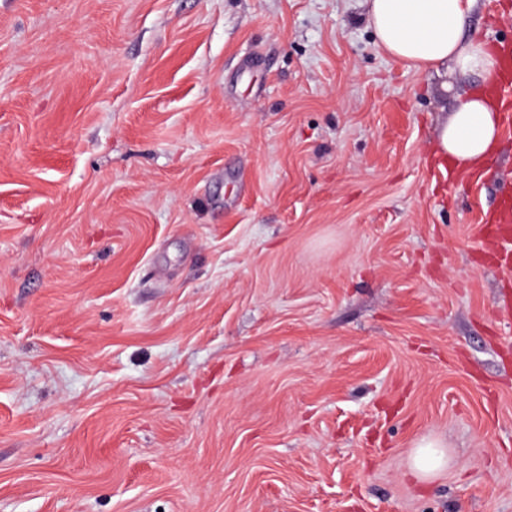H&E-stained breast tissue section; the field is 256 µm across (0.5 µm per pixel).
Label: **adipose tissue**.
Masks as SVG:
<instances>
[{
  "mask_svg": "<svg viewBox=\"0 0 512 512\" xmlns=\"http://www.w3.org/2000/svg\"><path fill=\"white\" fill-rule=\"evenodd\" d=\"M475 0H366L367 15L379 48L390 58L440 77L476 76L477 86L459 93L440 123L432 150L436 159L470 172L498 151L499 107L490 89L499 79V59L488 42L464 40L463 31ZM439 440L421 441L410 456V472L429 480L448 466Z\"/></svg>",
  "mask_w": 512,
  "mask_h": 512,
  "instance_id": "obj_1",
  "label": "adipose tissue"
}]
</instances>
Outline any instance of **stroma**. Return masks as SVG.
Masks as SVG:
<instances>
[{
  "mask_svg": "<svg viewBox=\"0 0 512 512\" xmlns=\"http://www.w3.org/2000/svg\"><path fill=\"white\" fill-rule=\"evenodd\" d=\"M448 82L364 0H0V512H512V125L452 175ZM512 190L508 188L503 193V202L499 205L494 212L495 235L505 241H511L512 237V211L511 205L508 202L511 199ZM449 463L448 449L442 441L423 440L412 451L410 472L417 479L426 481Z\"/></svg>",
  "mask_w": 512,
  "mask_h": 512,
  "instance_id": "stroma-1",
  "label": "stroma"
}]
</instances>
